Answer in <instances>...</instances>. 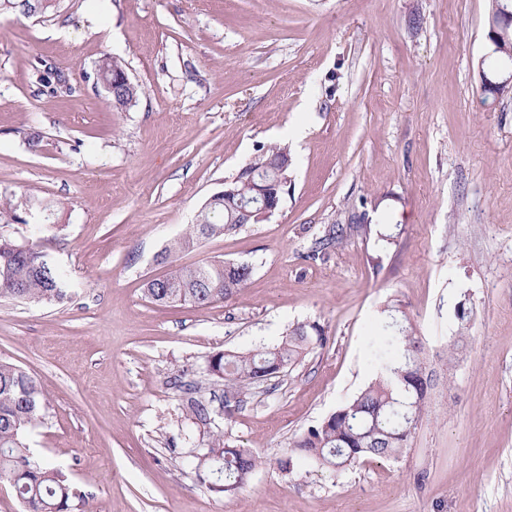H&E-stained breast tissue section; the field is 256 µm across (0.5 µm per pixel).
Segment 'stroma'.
<instances>
[{
	"label": "stroma",
	"mask_w": 512,
	"mask_h": 512,
	"mask_svg": "<svg viewBox=\"0 0 512 512\" xmlns=\"http://www.w3.org/2000/svg\"><path fill=\"white\" fill-rule=\"evenodd\" d=\"M490 0H60L46 17L0 12V196L52 224H0L35 240L69 284L63 302L0 300V360L40 384L26 438L80 493L74 512H512V92L483 104ZM143 90L116 108L104 55ZM62 69L51 94L39 64ZM302 139H295L296 129ZM37 147H29L31 135ZM292 157L278 210L204 240L180 263L246 262L231 299L157 304L156 255L258 149ZM351 235L309 259L331 224ZM468 346L446 350L455 307ZM405 311L439 378L398 458L341 470L277 461L355 396ZM325 335L305 359L221 414L209 357L277 344L297 322ZM217 413L180 434L174 378ZM222 431L260 461L219 496L195 467ZM123 74H127L126 69L119 59L105 55L99 60L96 75L97 80L102 84ZM128 81L129 78L123 75L122 77L114 79L111 84L106 85L105 90L107 93H112L115 89L120 87V84L127 83ZM351 232L360 233L367 237L370 235L372 230L369 224H348L346 227L343 225L340 227L339 224L333 225L329 229L325 230L322 236L314 240L308 257L314 259L320 257L322 259H324V257L328 258L331 252L336 251L342 246L344 240ZM456 317L459 320V326L457 336H455V339L453 341H450V343L448 344L449 364H454L458 360V356H460V353L462 352L465 346L466 336L464 335L467 329L466 325L471 317V309L469 307H466L464 303H461L456 311Z\"/></svg>",
	"instance_id": "1"
}]
</instances>
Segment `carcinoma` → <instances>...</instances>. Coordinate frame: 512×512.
<instances>
[{
	"mask_svg": "<svg viewBox=\"0 0 512 512\" xmlns=\"http://www.w3.org/2000/svg\"><path fill=\"white\" fill-rule=\"evenodd\" d=\"M57 0H0V10L24 16L46 14ZM126 73L122 62L105 55L97 65V80L104 83ZM40 80L52 86V92L71 90L60 69ZM141 87L132 82L122 97L112 99L119 107H131L138 101ZM289 157L288 148L271 146L244 166L252 176L248 184L242 175L224 184L229 192L213 195L201 208L186 232L174 239L160 254L169 264V272L146 283L147 297L158 303L204 306L231 298L250 279L253 267L244 262L212 261L196 266L176 263L177 254L192 249L213 236L231 234L243 226L242 208L256 196L259 186L282 199L288 170L280 161ZM369 236L367 224L334 225L312 243L308 257L324 258L342 246L348 234ZM68 284L53 267L48 255L36 242H23L0 235V299L10 298L34 305H52L66 298ZM457 336L448 344V364L452 365L465 346L466 325L471 309L460 304ZM393 353L380 361L376 377L352 399L318 424L295 436L291 453L280 459L283 470H290L296 457L312 458L332 469H342L364 457H396L409 447L411 430L426 411L434 386L427 369L424 342L412 325L390 324ZM324 340L316 322H301L288 328L285 338L272 347L247 352L217 353L208 362V374L224 382V413L242 408L244 396L276 378L285 369L297 365ZM186 416L202 423L209 417L208 406L195 396L196 389L185 385ZM43 393L36 380L18 366L0 361V478L10 482L23 512H69L70 502L78 496L62 471L46 460L35 458L25 443V435L41 417ZM204 462L208 488L216 493L235 494L249 480L259 464L248 448L231 447L224 435L215 434Z\"/></svg>",
	"mask_w": 512,
	"mask_h": 512,
	"instance_id": "1",
	"label": "carcinoma"
}]
</instances>
